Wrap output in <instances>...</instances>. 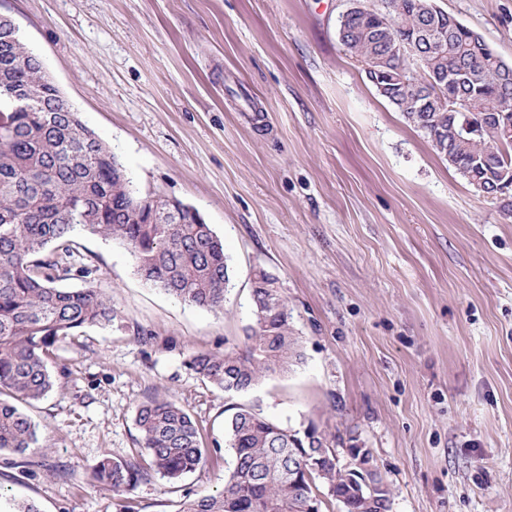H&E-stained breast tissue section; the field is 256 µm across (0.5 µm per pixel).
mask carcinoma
Masks as SVG:
<instances>
[{
  "label": "carcinoma",
  "mask_w": 512,
  "mask_h": 512,
  "mask_svg": "<svg viewBox=\"0 0 512 512\" xmlns=\"http://www.w3.org/2000/svg\"><path fill=\"white\" fill-rule=\"evenodd\" d=\"M381 4L347 15L341 43L369 67L405 72L422 91L428 77L454 78L432 87L445 104L438 112L415 110L407 96L392 105L479 193L494 190L499 172L512 170V114L497 115L500 99L512 95V80L500 83L499 73L512 74V66L490 50L478 54L484 45L478 34L462 24L448 30V16H427L422 0ZM397 33L412 39L421 70L389 54ZM28 99L30 109L11 113L9 125L0 126V452L17 454L49 449L22 405L56 386L53 349L118 318L112 299L93 287L97 268L76 251V233L120 241L142 280L198 308L224 309L230 281L224 244L211 225L198 222L199 211H185L178 223H151V210L164 198L130 190L112 171V151L79 113L66 111L19 34L0 26V105ZM453 100L471 103L477 135H460L463 116L448 111ZM72 279L85 287H65ZM273 284L263 272L253 282V325L243 346L198 352L187 361L197 377L231 397L301 360L288 304ZM135 422L145 454H105L91 466L92 478L115 494L130 492L152 472L177 482L205 463L208 448L196 422L167 397L140 403ZM224 439L235 458L224 488L186 498L180 512H322L324 488L343 512H390L391 491L373 500L359 493L358 456L336 463L328 435L312 423L295 430L253 406L231 403L224 409ZM303 454L305 470L289 477Z\"/></svg>",
  "instance_id": "obj_1"
}]
</instances>
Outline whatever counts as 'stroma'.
Returning <instances> with one entry per match:
<instances>
[{
    "label": "stroma",
    "instance_id": "1",
    "mask_svg": "<svg viewBox=\"0 0 512 512\" xmlns=\"http://www.w3.org/2000/svg\"><path fill=\"white\" fill-rule=\"evenodd\" d=\"M512 65V0H436ZM350 0H0L133 187L195 207L224 243L223 310L147 284L128 250L76 234L121 319L61 343L27 406L46 454L0 452V488L42 512H178L223 488L224 391L190 355L242 343L256 272L288 302L303 358L239 396L315 424L338 464L368 449L390 512H512V193L479 194L382 98L339 39ZM166 394L210 450L129 494L90 481L139 449Z\"/></svg>",
    "mask_w": 512,
    "mask_h": 512
}]
</instances>
